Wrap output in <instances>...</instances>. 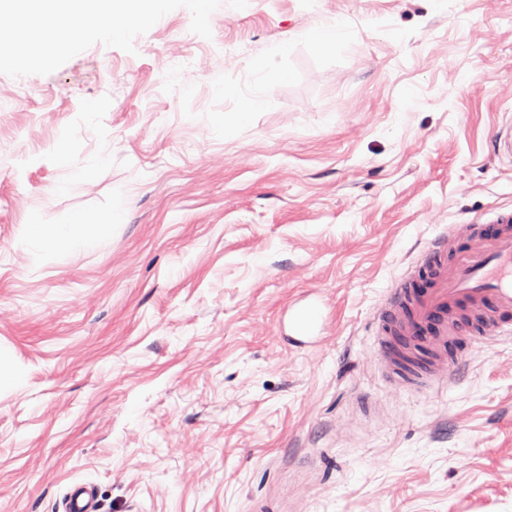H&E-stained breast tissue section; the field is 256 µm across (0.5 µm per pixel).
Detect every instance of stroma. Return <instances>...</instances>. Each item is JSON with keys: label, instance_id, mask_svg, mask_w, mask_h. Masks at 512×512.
<instances>
[{"label": "stroma", "instance_id": "35a3bbf8", "mask_svg": "<svg viewBox=\"0 0 512 512\" xmlns=\"http://www.w3.org/2000/svg\"><path fill=\"white\" fill-rule=\"evenodd\" d=\"M190 23L0 74V512H512V337L413 389L369 332L423 244L512 207V0ZM76 216L79 259L27 245ZM95 489L86 483H74L62 499V512H98Z\"/></svg>", "mask_w": 512, "mask_h": 512}]
</instances>
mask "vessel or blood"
Returning a JSON list of instances; mask_svg holds the SVG:
<instances>
[{
	"label": "vessel or blood",
	"mask_w": 512,
	"mask_h": 512,
	"mask_svg": "<svg viewBox=\"0 0 512 512\" xmlns=\"http://www.w3.org/2000/svg\"><path fill=\"white\" fill-rule=\"evenodd\" d=\"M512 326V210L451 224L427 241L378 304L371 328L392 378L428 387L473 344ZM62 512H99L95 489L72 484Z\"/></svg>",
	"instance_id": "b4317fda"
}]
</instances>
